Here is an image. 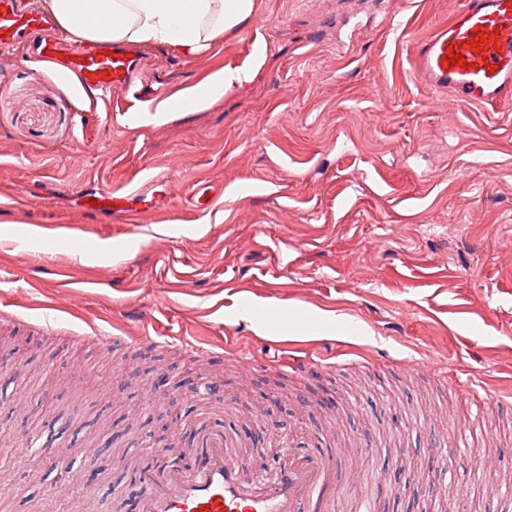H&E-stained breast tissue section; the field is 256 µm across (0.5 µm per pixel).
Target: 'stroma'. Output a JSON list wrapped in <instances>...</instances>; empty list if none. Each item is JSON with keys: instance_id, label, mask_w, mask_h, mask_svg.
Wrapping results in <instances>:
<instances>
[{"instance_id": "35a3bbf8", "label": "stroma", "mask_w": 512, "mask_h": 512, "mask_svg": "<svg viewBox=\"0 0 512 512\" xmlns=\"http://www.w3.org/2000/svg\"><path fill=\"white\" fill-rule=\"evenodd\" d=\"M459 0H253L196 56L147 45L141 101L90 105L24 51L0 50V512H129L147 484L94 458L98 481L45 459L131 418L121 449L162 470V434L202 424L280 430L297 455L338 452L336 512H512V100L459 105L420 81V41ZM406 33L396 37L394 28ZM246 69L203 107L171 111ZM162 111L155 124L130 112ZM145 186L152 208L110 219L85 193ZM72 226L66 244L15 241L16 223ZM357 321L353 337L272 336L241 300ZM129 336L238 348L218 363L174 348H102L87 321ZM335 363L280 373L288 356ZM252 370H244V363ZM218 382L144 410L159 366ZM372 431L373 457L351 447ZM399 483H392V476Z\"/></svg>"}]
</instances>
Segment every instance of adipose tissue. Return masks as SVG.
Instances as JSON below:
<instances>
[{
	"mask_svg": "<svg viewBox=\"0 0 512 512\" xmlns=\"http://www.w3.org/2000/svg\"><path fill=\"white\" fill-rule=\"evenodd\" d=\"M78 39L173 44L195 55L252 13V0H51Z\"/></svg>",
	"mask_w": 512,
	"mask_h": 512,
	"instance_id": "obj_1",
	"label": "adipose tissue"
}]
</instances>
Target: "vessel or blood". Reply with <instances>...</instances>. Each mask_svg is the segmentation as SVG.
I'll use <instances>...</instances> for the list:
<instances>
[{
    "label": "vessel or blood",
    "mask_w": 512,
    "mask_h": 512,
    "mask_svg": "<svg viewBox=\"0 0 512 512\" xmlns=\"http://www.w3.org/2000/svg\"><path fill=\"white\" fill-rule=\"evenodd\" d=\"M485 37L487 50L473 52L471 39ZM25 47L38 63L52 64L60 77L97 100L133 85L145 61L141 48L121 43L71 41L55 15L37 0H0V49ZM459 52L464 65H444ZM414 73L426 84L448 90L464 105H494L512 98V0H462L448 22L437 25L413 61ZM140 190L94 192L90 198L106 216L128 213ZM100 346L116 344L115 333L96 329ZM125 345H166V336H128ZM199 465L144 471L151 491L136 512H335L327 491L338 482L336 467L322 455L289 458L275 481L249 482L246 470L256 468L257 454H243L215 426L196 448Z\"/></svg>",
    "instance_id": "1"
}]
</instances>
